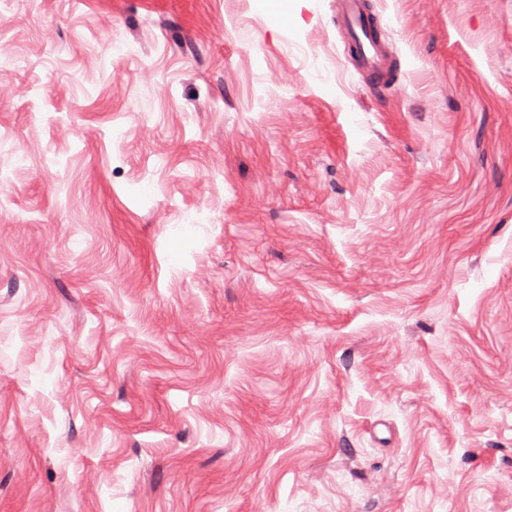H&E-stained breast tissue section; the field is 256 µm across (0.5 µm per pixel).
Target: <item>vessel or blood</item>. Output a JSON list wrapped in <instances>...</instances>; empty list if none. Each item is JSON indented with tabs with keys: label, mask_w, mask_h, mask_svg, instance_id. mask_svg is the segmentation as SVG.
Listing matches in <instances>:
<instances>
[{
	"label": "vessel or blood",
	"mask_w": 512,
	"mask_h": 512,
	"mask_svg": "<svg viewBox=\"0 0 512 512\" xmlns=\"http://www.w3.org/2000/svg\"><path fill=\"white\" fill-rule=\"evenodd\" d=\"M336 16L350 55L376 85H384L392 60L385 43L377 36L366 0H336Z\"/></svg>",
	"instance_id": "obj_1"
}]
</instances>
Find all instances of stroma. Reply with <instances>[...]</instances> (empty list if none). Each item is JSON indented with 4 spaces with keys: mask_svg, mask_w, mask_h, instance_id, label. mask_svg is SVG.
Returning a JSON list of instances; mask_svg holds the SVG:
<instances>
[{
    "mask_svg": "<svg viewBox=\"0 0 512 512\" xmlns=\"http://www.w3.org/2000/svg\"><path fill=\"white\" fill-rule=\"evenodd\" d=\"M0 0V512H512V0ZM336 16L350 55L360 69L382 87L392 60L385 43L377 36L366 0H336Z\"/></svg>",
    "mask_w": 512,
    "mask_h": 512,
    "instance_id": "obj_1",
    "label": "stroma"
}]
</instances>
